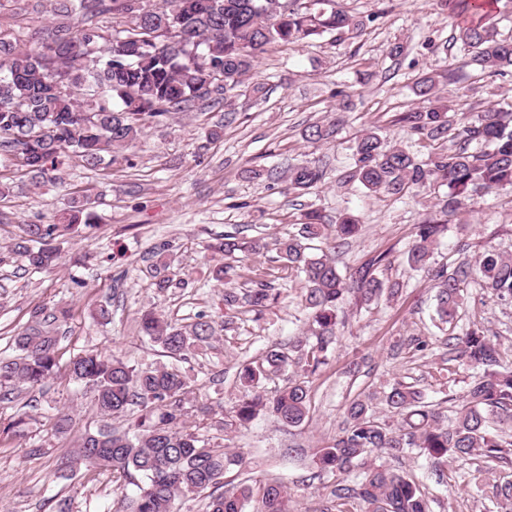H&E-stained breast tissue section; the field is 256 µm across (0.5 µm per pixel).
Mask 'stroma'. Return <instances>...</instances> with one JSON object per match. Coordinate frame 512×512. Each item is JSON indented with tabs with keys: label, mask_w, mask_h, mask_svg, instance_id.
Instances as JSON below:
<instances>
[{
	"label": "stroma",
	"mask_w": 512,
	"mask_h": 512,
	"mask_svg": "<svg viewBox=\"0 0 512 512\" xmlns=\"http://www.w3.org/2000/svg\"><path fill=\"white\" fill-rule=\"evenodd\" d=\"M343 3L364 21L363 30L270 48L249 74L250 80L265 84L264 99L238 95L228 106L200 100L191 111L147 121L128 161L90 171L73 158L63 168L62 184L37 187L19 162L0 156V181L10 186L9 194L0 197V247L7 249L0 259V350L27 325L35 306L59 304L70 310L59 333L62 359L96 350L138 367L154 365L160 356L139 333L138 311L151 307L184 324L198 313L223 315L224 291L209 279L213 259L208 244L233 229L248 237L295 230L311 208L319 209L326 223L348 212L362 225L356 240L333 250L339 268L390 253L393 263L385 276L400 282L402 291L397 299L368 308L347 304L335 352L310 379L313 411L306 425L286 428L261 417L230 434L216 425L210 429L211 436L229 437L232 447L245 452L251 475L287 485L292 512H314L326 502V489L312 478L311 453L336 434L349 396L378 391L387 381L402 378L418 382L447 411L450 398L464 392L470 376L466 368H457L440 390L430 358L392 351L399 337L438 333L429 279L400 261L416 225L434 218V194L427 190L395 200L347 181L356 139L375 128L391 144L419 151L396 117L419 106L411 86L426 74L434 76L438 96L458 111L512 109V74L487 76L458 68L463 18L441 0ZM51 22V0H0V31L20 44L33 45ZM397 44L404 52L391 56ZM461 87L468 88V97L457 98ZM341 88L349 93L343 102L335 96ZM336 109L343 124L335 141L306 143L304 130ZM215 125L223 128L217 140L207 136ZM314 160L325 171L323 182L306 194L288 192L289 167ZM251 167L274 176L246 179L243 171ZM82 191L91 198L93 228L64 238L57 269L28 270L23 258L8 250L21 225L52 223L69 193ZM163 243L172 258L171 273L186 285L161 293L152 284L151 266L154 248ZM487 244L512 255L510 186L493 189L450 216L438 254L450 262L472 259ZM246 265L278 276V303L258 320L239 314L230 330H217L210 346L189 357L197 397L227 408L239 396L238 364L257 357L267 345L288 344L306 323L299 285L283 277L276 252L249 258ZM103 306L112 312L107 324L93 318ZM461 316L482 322L512 361V306L488 300L473 283ZM354 361L361 371L353 377L346 369ZM19 410L27 416L24 437L0 433V512H53L60 499L69 501L71 512H109L111 474L70 466L78 437L101 423L82 387L59 373L42 389L0 403L2 417ZM61 411L72 418L63 434L53 428ZM381 462L421 480L434 500V512H492L488 490L469 477L470 465L448 463L440 479L414 452L399 460L385 456Z\"/></svg>",
	"instance_id": "obj_1"
}]
</instances>
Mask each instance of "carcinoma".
Listing matches in <instances>:
<instances>
[{"instance_id": "carcinoma-1", "label": "carcinoma", "mask_w": 512, "mask_h": 512, "mask_svg": "<svg viewBox=\"0 0 512 512\" xmlns=\"http://www.w3.org/2000/svg\"><path fill=\"white\" fill-rule=\"evenodd\" d=\"M55 0L54 13L80 17L75 28L60 23L30 48L0 34V154L17 157L34 185L60 179L65 157H77L94 170L117 160L136 141L142 122L187 112L198 100L221 103L237 92L255 98L266 95L260 82L246 76L259 55L275 45H288L360 29L341 0H316L313 8H287L286 0ZM453 8L472 10L474 18L459 29V61L481 71L504 76L512 70V37L504 38L481 13V0H453ZM113 11L129 17L128 25L112 30L108 44L92 18ZM70 92L54 90L57 79ZM436 80L420 77L415 96L430 98ZM102 95L95 108L83 99L87 90ZM399 121L433 148L417 155L390 144L368 129L357 139L348 178L368 192L400 199L415 188H447L435 197L440 218L415 226L414 239L402 261L427 277L435 290L437 328L445 336L446 352L434 357L432 344L410 336L401 345L434 358L437 381L444 386L462 361L472 375L456 400L453 417L441 415L412 383L395 380L375 394L354 396L346 405L341 427L327 444L314 449L313 477L332 479L325 512H432L430 500L416 478L399 469L377 465L373 456L403 457L416 449L432 466L452 459L475 462L474 478L491 490L498 512H512V363L504 360L497 337L478 321L457 319L463 295L472 282L501 304L512 303V256L487 247L474 260L454 266L433 261L446 216L467 200L491 189L512 186V114L495 108L474 116L445 107L412 108ZM339 118L325 116L303 133L311 144H328L336 137ZM324 170L314 162L288 168V189L306 193L317 187ZM295 232L268 243L226 232L209 249L224 258L212 279L224 287V325L246 311L260 319L281 291L272 274L261 271L241 287V266L274 246L283 268L301 285L308 329L288 346L269 345L258 359L239 365L243 389L231 410L224 412V429L235 431L261 415L298 428L309 422L312 396L307 378L328 361L337 344V328L350 298L370 306L389 300L399 283L380 277L387 255L380 254L353 272H342L322 247L331 239L345 244L359 236L361 225L349 214L334 224L322 223L310 209ZM87 196L76 194L53 224H25L12 252L34 270L60 263L59 237L81 227H93ZM153 285L159 292L185 285L167 271V247L156 251ZM69 311L35 307L25 329L11 337L12 355L0 358V402L18 390H35L60 370L58 323ZM140 333L158 347L172 365L140 369L119 357L87 351L69 361V376L91 394L102 420L123 418L127 426L108 423L85 431L77 441V458L86 469L112 471L120 492L112 512H182L191 500H207L206 512H288V488L275 479L241 478L225 488L226 473L242 468L244 453L220 445L207 435L213 408H196L188 420L191 377L177 363L209 343L214 321L204 314L189 324L173 323L154 310L139 316ZM294 369L296 376L272 391L266 385ZM392 409L401 422L381 419L375 403ZM137 488L129 496L126 489Z\"/></svg>"}]
</instances>
